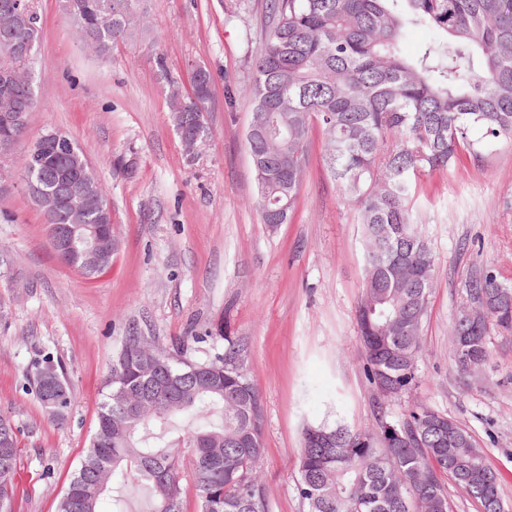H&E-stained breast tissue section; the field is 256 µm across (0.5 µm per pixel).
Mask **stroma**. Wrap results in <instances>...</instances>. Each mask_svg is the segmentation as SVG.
Here are the masks:
<instances>
[{
  "mask_svg": "<svg viewBox=\"0 0 512 512\" xmlns=\"http://www.w3.org/2000/svg\"><path fill=\"white\" fill-rule=\"evenodd\" d=\"M40 19L27 141L55 127L73 138L106 187L117 246L111 268L87 279L63 264L21 182L23 150L0 159L14 181L0 194V414L23 430L14 512H56L89 446L103 383L129 327L167 352L203 361L233 336L263 395L269 512H308L297 490L302 430L370 427L424 405L465 428L500 477L512 512V333L490 327L475 376L452 362L451 325L471 278L512 284V145L423 177L415 196L435 253L415 381L386 398L367 382L356 309L364 244L354 209L314 133L300 205L286 224L261 223L241 86L254 62L266 0H142L143 38L98 56L62 0H33ZM212 76L213 136L188 159L171 120L172 88ZM238 89L227 109V89ZM209 342H200V335ZM58 360L73 392L64 419L48 417L26 379L35 350Z\"/></svg>",
  "mask_w": 512,
  "mask_h": 512,
  "instance_id": "35a3bbf8",
  "label": "stroma"
}]
</instances>
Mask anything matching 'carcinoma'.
Listing matches in <instances>:
<instances>
[{
  "label": "carcinoma",
  "mask_w": 512,
  "mask_h": 512,
  "mask_svg": "<svg viewBox=\"0 0 512 512\" xmlns=\"http://www.w3.org/2000/svg\"><path fill=\"white\" fill-rule=\"evenodd\" d=\"M107 0H63L79 36L93 35L102 54L133 40L144 30L138 0H112V25L98 27ZM257 56L249 77L252 100L246 143L252 160L262 223L271 212L286 224L298 206L312 133L322 132L323 160L357 210L365 246L363 292L356 323L365 353L368 382L392 394L407 391L415 379L422 349L421 331L433 280L435 256L418 227L414 198L422 177L450 171L463 158H477L499 143H512V0H269ZM410 25L425 26L433 42L414 58L400 51ZM39 33L25 23L0 32V65L22 64L11 46ZM182 95L175 127L210 130L205 119L212 97L210 73ZM44 155L69 177L86 156L77 142ZM77 223L98 224L100 212L79 213ZM86 246L84 229L75 230L69 255L60 260L92 277L101 269L75 261ZM463 306L451 331L467 339L474 360L487 356L489 325L512 332V286L487 273L463 289ZM484 303L473 322L467 313ZM247 343L224 337V353L203 362L222 381L189 378L174 389L167 409L140 412L160 396L158 382L190 370L191 361L174 359L148 336L133 331L112 361L103 386L98 422L90 448L58 503V512H99L104 491L118 476L146 483L150 512H183L192 487L198 512H267L257 474L264 461L263 428L250 432L242 408L263 409L260 389L246 368ZM36 398L54 402L61 417L72 393L61 366L38 355L28 371ZM207 412L216 420L188 426L164 440L176 418ZM441 413L424 405L397 421L377 416L374 425L352 429L342 423L318 424L329 434L327 447L302 432L299 495L309 512H449L445 479L461 487L482 509L502 506L498 474L475 454L471 436L459 441L428 427ZM410 436L405 448H388V430ZM21 455L20 429L0 415V512H13Z\"/></svg>",
  "instance_id": "carcinoma-1"
}]
</instances>
